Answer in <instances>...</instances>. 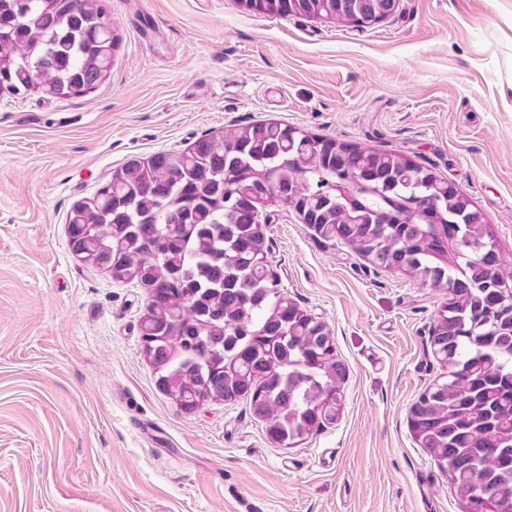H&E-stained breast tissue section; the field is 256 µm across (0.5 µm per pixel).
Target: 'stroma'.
<instances>
[{
  "label": "stroma",
  "instance_id": "35a3bbf8",
  "mask_svg": "<svg viewBox=\"0 0 512 512\" xmlns=\"http://www.w3.org/2000/svg\"><path fill=\"white\" fill-rule=\"evenodd\" d=\"M104 82L0 93V512H460L407 424L444 297L271 207L268 262L329 328L342 413L293 447L246 400L178 410L141 350L145 288L74 255L71 208L129 160L271 119L452 181L512 260V0H398L365 29L236 0H107Z\"/></svg>",
  "mask_w": 512,
  "mask_h": 512
}]
</instances>
